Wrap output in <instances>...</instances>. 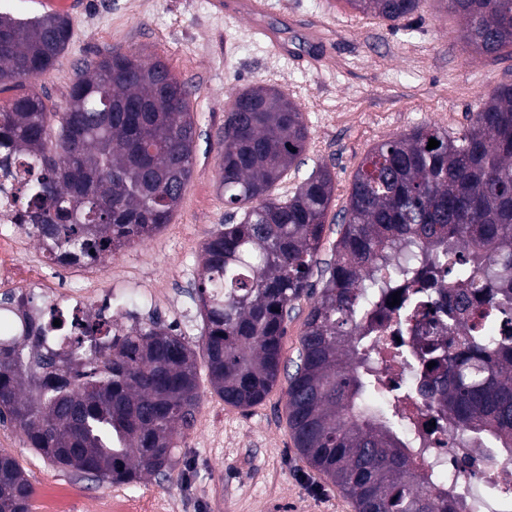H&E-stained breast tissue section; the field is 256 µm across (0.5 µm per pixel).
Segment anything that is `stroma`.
Wrapping results in <instances>:
<instances>
[{
	"label": "stroma",
	"mask_w": 512,
	"mask_h": 512,
	"mask_svg": "<svg viewBox=\"0 0 512 512\" xmlns=\"http://www.w3.org/2000/svg\"><path fill=\"white\" fill-rule=\"evenodd\" d=\"M128 2L82 0L70 8L73 37L54 68L0 89V104L36 93L56 109L84 63L114 49L161 57L187 83L198 127L193 175L170 224L114 260L127 265L130 277L151 276L172 289L171 310L159 319L196 344L199 249L228 216L218 191L217 136L224 104L241 88L275 86L301 107L309 127L303 162L279 183L278 194H290L320 166L335 175L317 255L324 263L334 256L352 178L376 144L425 121L462 131L497 84L512 83V56L489 58L466 47L456 16L438 0H426L418 13L395 23L358 13L344 0H268L271 16L295 19L289 34L300 22L324 24L329 45L317 70L272 54L254 38L253 19L228 18L214 0H145L137 10ZM286 389V380H279L262 403L239 409L201 381L195 426L178 450L179 479L126 486L131 512H355L296 448ZM0 448L16 458L34 487L30 512H44L54 502L62 512H100L103 497L114 491L44 462L12 424L0 423Z\"/></svg>",
	"instance_id": "1"
}]
</instances>
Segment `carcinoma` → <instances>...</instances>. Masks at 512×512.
I'll return each mask as SVG.
<instances>
[{"instance_id": "carcinoma-1", "label": "carcinoma", "mask_w": 512, "mask_h": 512, "mask_svg": "<svg viewBox=\"0 0 512 512\" xmlns=\"http://www.w3.org/2000/svg\"><path fill=\"white\" fill-rule=\"evenodd\" d=\"M344 2L396 22L425 0ZM446 4L468 46L512 56V0ZM71 38L66 16L0 12V85L46 74ZM196 134L187 86L166 61L114 50L84 66L62 111L36 93L0 107V170L25 171L14 201L49 259L91 265L170 223ZM431 138L438 147L427 148ZM218 144V190L233 212L204 241L194 284L213 393L235 408L261 403L281 373L290 305L312 295L286 390L307 463L356 512H512L491 491L466 500L434 486L410 452L428 427L393 405L371 357L379 338L362 329L377 290L404 282L407 325L432 330L414 366L435 428L512 462V84L495 87L461 132L423 122L372 148L318 290L311 277L335 177L321 166L288 197L274 195L308 148L300 107L249 85L228 102ZM393 263L397 280L379 277ZM46 310L48 329H74L97 357L64 370L58 353H29L32 325L0 343V423L18 426L50 465L98 485L173 479L201 400L196 348L155 320L124 332ZM32 497L0 450V512H29Z\"/></svg>"}]
</instances>
